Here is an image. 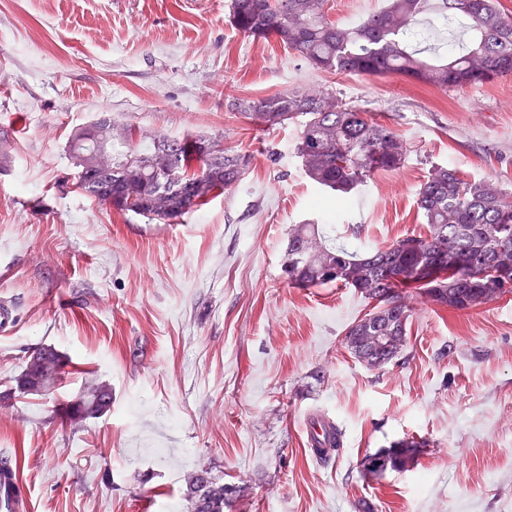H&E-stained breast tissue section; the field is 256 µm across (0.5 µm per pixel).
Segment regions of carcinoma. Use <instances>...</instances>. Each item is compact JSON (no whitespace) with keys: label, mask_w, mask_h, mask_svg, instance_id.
I'll list each match as a JSON object with an SVG mask.
<instances>
[{"label":"carcinoma","mask_w":512,"mask_h":512,"mask_svg":"<svg viewBox=\"0 0 512 512\" xmlns=\"http://www.w3.org/2000/svg\"><path fill=\"white\" fill-rule=\"evenodd\" d=\"M326 0H231L229 22L240 34L275 37L298 50L314 69L328 72L398 75L448 91L512 75V19L496 0H387L379 11L350 25L328 18ZM466 28L469 42L436 59L411 43L414 19L431 8ZM255 123L282 125L300 119L294 153L306 176L345 200L379 170L401 168L407 141L373 121L328 89L296 87L243 106ZM130 141L112 145V174L93 165L104 139L88 141L84 128L72 135L77 187L98 203L150 221L172 224L198 210L215 194L235 187L250 157L224 149L220 134L193 140L129 128ZM208 140L212 155L198 157ZM417 208L428 232L408 235L386 247L358 253L336 243L319 224H298L288 233L284 272L299 288L341 285L373 303L353 322L346 344L355 358L367 353L371 336H407V290L421 291L439 305L466 310L484 302L488 288L511 293L512 193L489 181H468L448 167H436L417 190ZM63 357L41 347L14 379L23 395L50 393L61 379ZM112 391L93 387L71 404L74 422L101 415ZM425 443L402 440L367 459L377 473L399 468ZM192 512H224L231 489L200 469L189 475Z\"/></svg>","instance_id":"carcinoma-1"}]
</instances>
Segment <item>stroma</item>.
<instances>
[{"mask_svg": "<svg viewBox=\"0 0 512 512\" xmlns=\"http://www.w3.org/2000/svg\"><path fill=\"white\" fill-rule=\"evenodd\" d=\"M228 16L229 0H0V297L17 307L0 333V457H18L29 512H190L202 468L233 488L231 512H512V293L461 311L414 295L399 359L372 369L345 341L368 300L283 272L293 224L330 225L359 252L426 235L416 192L432 167L512 192V77L443 91L317 71ZM298 86L394 129L404 166L314 208L326 191L294 153L298 123L237 108ZM105 112L223 134L251 167L177 223L123 214L77 189L70 158L71 132ZM49 345L63 382L11 393ZM98 384L110 409L67 421ZM313 412L341 433L325 461L306 442ZM411 438L404 467L365 471Z\"/></svg>", "mask_w": 512, "mask_h": 512, "instance_id": "stroma-1", "label": "stroma"}]
</instances>
